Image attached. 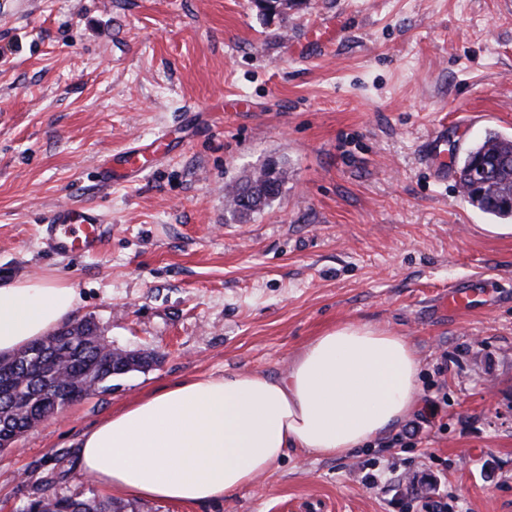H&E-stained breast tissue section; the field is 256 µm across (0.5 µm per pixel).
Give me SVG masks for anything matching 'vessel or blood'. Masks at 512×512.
Masks as SVG:
<instances>
[{
    "mask_svg": "<svg viewBox=\"0 0 512 512\" xmlns=\"http://www.w3.org/2000/svg\"><path fill=\"white\" fill-rule=\"evenodd\" d=\"M162 142L153 140L119 153L125 178L139 177L160 155ZM49 249L61 256L76 253L97 254L104 242L105 227L100 212L91 206L61 205L56 207L44 228Z\"/></svg>",
    "mask_w": 512,
    "mask_h": 512,
    "instance_id": "b4317fda",
    "label": "vessel or blood"
}]
</instances>
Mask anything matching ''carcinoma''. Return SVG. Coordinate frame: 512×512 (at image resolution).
Segmentation results:
<instances>
[{
    "label": "carcinoma",
    "instance_id": "cac0c4a2",
    "mask_svg": "<svg viewBox=\"0 0 512 512\" xmlns=\"http://www.w3.org/2000/svg\"><path fill=\"white\" fill-rule=\"evenodd\" d=\"M287 168L269 160L224 186L225 212L242 224L269 206L282 192ZM462 196L480 211L503 223L512 222V139L488 132L465 154L456 168ZM63 336L54 332L13 356L0 367V434L27 427L37 416L55 415L76 397L112 381V357L97 345H76L56 361L42 351ZM65 368L69 384L56 373ZM25 512H123L116 503L92 496L83 500L45 494L29 503Z\"/></svg>",
    "mask_w": 512,
    "mask_h": 512
}]
</instances>
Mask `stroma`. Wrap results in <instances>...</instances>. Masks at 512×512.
I'll list each match as a JSON object with an SVG mask.
<instances>
[{
  "instance_id": "35a3bbf8",
  "label": "stroma",
  "mask_w": 512,
  "mask_h": 512,
  "mask_svg": "<svg viewBox=\"0 0 512 512\" xmlns=\"http://www.w3.org/2000/svg\"><path fill=\"white\" fill-rule=\"evenodd\" d=\"M489 130L512 135L502 0H305L272 20L254 0H0V282L63 280L75 320L158 357L0 451V512L109 498L77 465L85 431L180 380L283 375L349 323L413 344L402 422L344 456L289 453L219 501L125 512H512V231L456 178ZM158 137L161 162L99 185L113 154ZM270 158L279 197L227 222L225 184ZM68 203L101 213L99 253L48 250ZM457 284L478 285L473 308L445 304Z\"/></svg>"
}]
</instances>
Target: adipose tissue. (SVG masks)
<instances>
[{
    "label": "adipose tissue",
    "mask_w": 512,
    "mask_h": 512,
    "mask_svg": "<svg viewBox=\"0 0 512 512\" xmlns=\"http://www.w3.org/2000/svg\"><path fill=\"white\" fill-rule=\"evenodd\" d=\"M78 304L46 278L0 285V356L41 340ZM420 362L403 336L347 324L313 337L286 374L196 377L139 398L83 433L78 466L113 496L198 504L269 474L297 449L333 458L400 423Z\"/></svg>",
    "instance_id": "adipose-tissue-1"
}]
</instances>
